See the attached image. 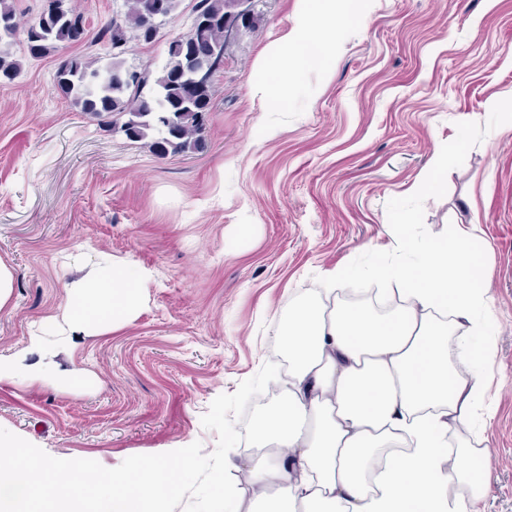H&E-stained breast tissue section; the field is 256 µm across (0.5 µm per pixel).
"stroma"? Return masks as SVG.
Instances as JSON below:
<instances>
[{
    "mask_svg": "<svg viewBox=\"0 0 512 512\" xmlns=\"http://www.w3.org/2000/svg\"><path fill=\"white\" fill-rule=\"evenodd\" d=\"M197 0H179L127 65L157 72ZM296 0H255L213 76L200 152L157 154L53 91L55 60L0 44V263L14 273L0 356L60 315L100 253L151 271L131 323L76 336L62 379L0 382V426L60 459L114 468L201 442V417L269 361L281 311L340 267L361 289L410 245L470 233L490 285L492 418L470 434L489 471L483 512H512V0H373L343 26L331 71H305L287 111L254 97ZM448 153L437 183L424 173Z\"/></svg>",
    "mask_w": 512,
    "mask_h": 512,
    "instance_id": "obj_1",
    "label": "stroma"
}]
</instances>
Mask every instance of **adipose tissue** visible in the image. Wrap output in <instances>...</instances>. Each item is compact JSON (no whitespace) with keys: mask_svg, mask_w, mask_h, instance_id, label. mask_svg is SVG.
Here are the masks:
<instances>
[{"mask_svg":"<svg viewBox=\"0 0 512 512\" xmlns=\"http://www.w3.org/2000/svg\"><path fill=\"white\" fill-rule=\"evenodd\" d=\"M293 28L267 57L272 76L254 95L288 109V86L306 69V50L331 69L336 27L364 19L366 0H297ZM465 229L418 246L406 267L380 266L395 283L390 307L333 301L329 287L297 299L278 319L275 339L290 381L243 435L240 487L224 512H480L487 477L477 456L447 453L449 434L471 429L489 350L488 290ZM148 270L102 255L91 276L72 284L54 336L32 332L24 352L0 356V382L63 377L56 356L74 335L97 336L130 323L142 305ZM36 362H29V355Z\"/></svg>","mask_w":512,"mask_h":512,"instance_id":"ef3b65f1","label":"adipose tissue"}]
</instances>
